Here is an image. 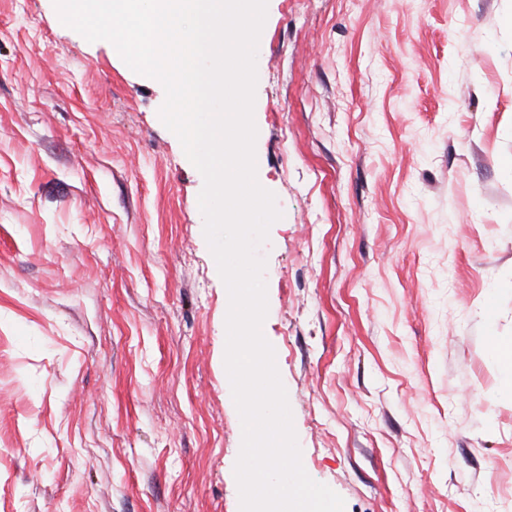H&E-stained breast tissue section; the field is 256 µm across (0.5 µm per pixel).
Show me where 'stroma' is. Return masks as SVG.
<instances>
[{
	"label": "stroma",
	"instance_id": "stroma-1",
	"mask_svg": "<svg viewBox=\"0 0 512 512\" xmlns=\"http://www.w3.org/2000/svg\"><path fill=\"white\" fill-rule=\"evenodd\" d=\"M262 325L344 512H512V0H268ZM163 86L0 0V512H239L203 177Z\"/></svg>",
	"mask_w": 512,
	"mask_h": 512
}]
</instances>
